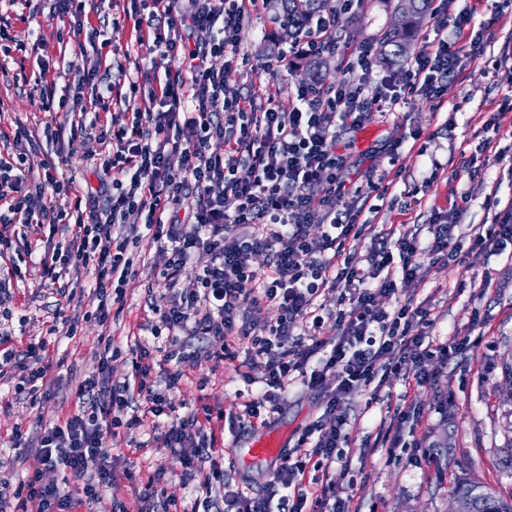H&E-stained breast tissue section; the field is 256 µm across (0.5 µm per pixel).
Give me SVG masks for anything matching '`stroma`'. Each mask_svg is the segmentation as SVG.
I'll return each mask as SVG.
<instances>
[{
	"mask_svg": "<svg viewBox=\"0 0 512 512\" xmlns=\"http://www.w3.org/2000/svg\"><path fill=\"white\" fill-rule=\"evenodd\" d=\"M396 3L364 0L361 7L340 14L338 36L356 50L376 46L379 34L396 20ZM467 6L476 9L472 25L480 34L483 62L463 61L459 74L446 82L439 104L416 100L397 112L374 114L361 131L348 136L353 154L363 155L365 166L390 188L384 197H371L370 208L358 218L366 231L349 241V250L366 256L375 235L390 225L429 224L449 209H457L463 264L437 261L423 278L400 283L399 297L430 302L435 318L433 336L443 340L457 330L470 337L461 356L446 363L429 362L430 371L437 375L436 385L410 393L402 380H388L378 404L354 421L347 456L361 477L353 486L337 481L336 496L360 503L363 512H450V489L463 478L506 496L512 494V470L501 464L505 425L512 419V408L501 398L505 385L498 364L505 345L512 343V253L471 249L468 238L471 228L491 224L499 204L512 200V104L507 101L512 94V0H454L452 4L456 11ZM43 7V0H30L23 9L24 20L14 23L15 34L24 41L41 35L42 53L53 63L79 62L98 51L103 61L112 65L134 37L126 25L106 28V42L97 48L83 35L61 44L56 37L58 24L47 20ZM277 12L275 0H259L251 22L239 34L241 58L226 77L241 93L272 98L288 112L297 104V87L303 81L300 66L278 78L262 71L263 63L275 60L296 41L284 21L277 19ZM17 72L16 65L9 63L0 73V128L11 133L19 127L33 129L42 117L39 92L17 84ZM489 119L500 125L499 135L488 136L484 123ZM400 124L413 137L393 165L385 147ZM486 140L493 151L505 154V162L481 174L468 172L465 161L478 155ZM435 161L440 164L436 171L431 168ZM140 251L143 260L127 291V301L112 309L108 323H82L74 338L58 342L62 365L50 371L51 386L42 390L37 405L21 396L12 399L10 406L0 407L1 499L14 500L16 485L28 466L25 449L4 442L14 426L25 427L38 420L49 425L72 410L76 386L95 365L101 351L98 339L104 334H111L121 349L112 360V376L121 379L129 366L133 331L145 306L160 311L168 308L171 293L155 268V249L145 240ZM25 271V281L16 288L10 305L8 325L16 336L42 339L52 324L56 298L40 288V268L29 264ZM475 276L490 279L487 292L470 287ZM396 298L379 296L376 305L392 310ZM247 361L242 352L217 369L207 363H185L181 381L167 393L172 405L192 404L202 396L214 410L223 412V467L235 478L243 474L258 478L267 471L265 463L250 459L254 435L238 421L242 404L258 390L257 385L247 384L245 374L255 378L263 374L262 368H247ZM320 402V395L299 387L284 393L282 410L270 425L271 431L280 435L283 450L294 449L301 430L322 414ZM390 403L411 409L402 426L403 439L422 440L421 448L412 455L392 463L370 454L364 446L366 434L376 433ZM152 426L147 415L141 427L119 429L113 438L112 470L117 482L100 488L101 512H114L118 503L127 512H139L140 503L130 487L153 475L161 476L168 496L178 506L189 505L195 482L174 462L168 449L150 445Z\"/></svg>",
	"mask_w": 512,
	"mask_h": 512,
	"instance_id": "stroma-1",
	"label": "stroma"
}]
</instances>
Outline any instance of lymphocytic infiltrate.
<instances>
[{
    "mask_svg": "<svg viewBox=\"0 0 512 512\" xmlns=\"http://www.w3.org/2000/svg\"><path fill=\"white\" fill-rule=\"evenodd\" d=\"M129 2L109 17L106 0H52L49 20L67 23L74 34L91 12L102 22H130L135 33L124 54L129 64L118 74L104 71L98 58L72 61L61 91L46 79L51 64L40 58L39 42L17 40L12 16L0 13V55L15 56L20 67L36 58L44 114L42 136L0 130V307L13 300L9 285L22 279L19 262L27 258L42 269L41 287L57 296L54 316L61 324L50 327L51 335L75 336L78 320L65 309L84 285L97 302L94 318L107 323L113 305L126 300L144 233L172 292L168 309L139 325L171 338L166 383L153 378L145 341L136 344L130 374L114 380L112 339L101 337L103 352L77 385L73 410L52 426L35 427L37 445L16 492L20 512H95L100 486L114 481L110 443L119 414L135 401L157 419V447L196 477L191 512H350L348 501L336 497L337 479L350 472L343 454L351 441L350 400L361 396L372 407L392 376L411 390L434 384L428 361L452 360L469 339L431 336L428 302L398 297L399 282L422 277L426 260L457 257L453 224L427 225L425 247L418 232L393 224L375 236L366 262L347 252V241L366 230L357 221L359 183L373 176L360 173L344 136L373 112L395 111L414 97L438 99L448 76L477 47L470 33L474 10L438 21L433 52L410 61L405 84L374 72L371 51L363 48L346 82L321 93L299 86L297 106L283 112L273 100L257 105L241 96L224 74L240 55L238 34L258 0ZM335 45L336 18L328 13L265 70L284 73L289 57ZM176 57L184 65L174 70L168 61ZM216 57L223 67L213 66ZM102 111L110 114L105 131L98 128ZM92 136L101 145L100 166L112 176L94 194L82 195L75 170L52 161L38 172L26 166L40 142L72 157ZM242 167L249 178L239 177ZM134 213L144 215V228L129 224ZM313 224L322 228L316 249L308 242ZM470 241L482 250L512 247V204L493 224L474 229ZM260 251L268 256L261 273L250 265ZM189 274L195 287L186 291L180 282ZM333 292L338 302L326 307L321 298ZM383 294L396 297L393 311L376 307ZM245 306L274 307L279 318L255 333L237 321ZM328 323L336 328L331 341L321 336ZM199 338L223 345L199 348ZM243 343L252 365L264 370L262 389L240 415L251 430L270 425L281 393L293 384L326 397L323 417L305 426L296 451L281 455L259 493L253 479L225 474L224 438L212 428V408L204 403L178 414L165 393L180 382L184 361L217 366L234 359ZM53 364L48 339L19 343L0 327V378L13 380L15 393L36 397L37 381ZM407 416L396 407L389 424L366 436L371 454L392 462L412 451L400 435ZM48 472L61 473V482H44Z\"/></svg>",
    "mask_w": 512,
    "mask_h": 512,
    "instance_id": "f902f5d3",
    "label": "lymphocytic infiltrate"
}]
</instances>
